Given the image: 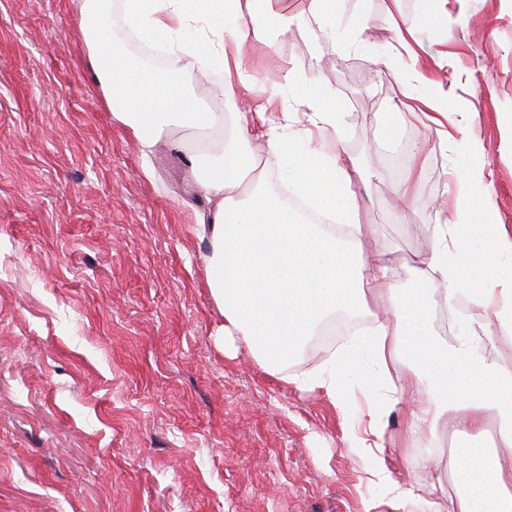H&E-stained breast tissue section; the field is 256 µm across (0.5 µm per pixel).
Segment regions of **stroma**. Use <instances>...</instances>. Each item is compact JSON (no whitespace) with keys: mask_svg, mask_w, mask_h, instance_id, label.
<instances>
[{"mask_svg":"<svg viewBox=\"0 0 512 512\" xmlns=\"http://www.w3.org/2000/svg\"><path fill=\"white\" fill-rule=\"evenodd\" d=\"M362 32L341 49L319 24L274 39L258 68L293 60L346 114L347 152L379 178L357 184L363 223L388 262L419 266L425 223L448 201L451 153L411 162L413 200L388 187L386 113L402 99L376 48L404 17L452 65L426 78L474 112L494 194L476 217L512 231V0H334ZM173 130L144 155L95 86L77 0H0V512H391L346 438L344 404L228 357L197 214L208 207ZM497 455L496 434L406 431L387 418L385 455L404 484L448 474L450 453Z\"/></svg>","mask_w":512,"mask_h":512,"instance_id":"stroma-1","label":"stroma"}]
</instances>
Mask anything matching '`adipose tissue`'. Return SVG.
Returning <instances> with one entry per match:
<instances>
[{"label":"adipose tissue","instance_id":"ef3b65f1","mask_svg":"<svg viewBox=\"0 0 512 512\" xmlns=\"http://www.w3.org/2000/svg\"><path fill=\"white\" fill-rule=\"evenodd\" d=\"M325 2L306 0L291 13L283 0H79V14L93 79L113 117L146 150L175 129L194 139L190 159L209 203L197 224L209 242L204 262L225 351L246 346L269 375L302 392L323 391L335 404L350 384L364 386L369 434H351L348 450L369 482L395 485L393 512H512V459L492 462L477 448L456 453L449 468L466 490L452 496L440 480L396 486L382 455L386 419L400 404L410 429L443 421L451 436L477 437L491 427L512 451V232L471 221L473 190L491 192L475 162L482 148L470 113L450 104L447 89H422L423 64L440 53L410 45L411 27L384 54L404 96L402 111L384 121L394 135L418 111L431 112L435 145L455 157L452 205L428 224L431 249L421 267L385 263L382 234L360 222L352 191L362 163L338 150L343 112L292 62L267 86L241 52L326 18ZM259 14L272 26L257 23ZM203 80L223 91V113L198 100ZM272 108L281 121L269 117ZM409 276L419 286L407 292L398 283ZM429 282L441 286L446 306L463 300L472 309L455 319L452 344L430 330ZM358 318L367 329L318 371L290 370L313 337ZM406 359L413 374H395Z\"/></svg>","mask_w":512,"mask_h":512}]
</instances>
